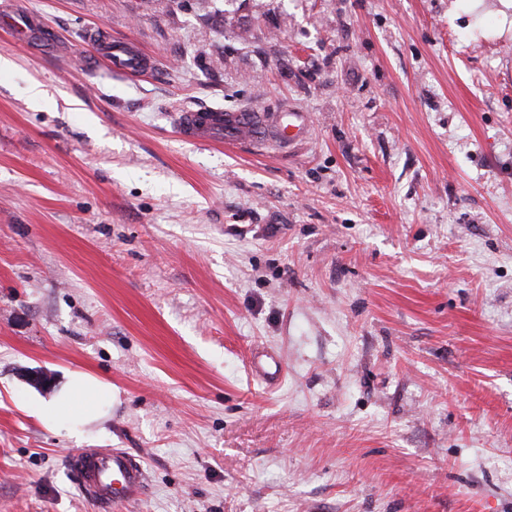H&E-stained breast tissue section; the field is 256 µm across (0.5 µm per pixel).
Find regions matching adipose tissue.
<instances>
[{"label":"adipose tissue","mask_w":512,"mask_h":512,"mask_svg":"<svg viewBox=\"0 0 512 512\" xmlns=\"http://www.w3.org/2000/svg\"><path fill=\"white\" fill-rule=\"evenodd\" d=\"M112 405V386L81 370L70 371L59 387L41 400L37 415L43 422L57 416L70 419L73 434H84L87 427L106 418Z\"/></svg>","instance_id":"ef3b65f1"}]
</instances>
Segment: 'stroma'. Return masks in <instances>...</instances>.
Instances as JSON below:
<instances>
[{"mask_svg":"<svg viewBox=\"0 0 512 512\" xmlns=\"http://www.w3.org/2000/svg\"><path fill=\"white\" fill-rule=\"evenodd\" d=\"M500 0H0V512H512V30ZM153 56L85 65L91 31ZM40 83L42 101L30 86ZM306 112L286 146L181 110ZM281 363L276 387L254 353ZM112 386L83 439L26 409ZM109 63L112 72L135 75L153 69V60L135 44L113 43L100 53ZM68 464L82 495L103 510L135 502L145 493V469L122 449H82L69 456Z\"/></svg>","mask_w":512,"mask_h":512,"instance_id":"35a3bbf8","label":"stroma"}]
</instances>
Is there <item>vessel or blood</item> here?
Masks as SVG:
<instances>
[{"label": "vessel or blood", "mask_w": 512, "mask_h": 512, "mask_svg": "<svg viewBox=\"0 0 512 512\" xmlns=\"http://www.w3.org/2000/svg\"><path fill=\"white\" fill-rule=\"evenodd\" d=\"M102 55L118 74H140L154 66L149 56L130 43L112 44L103 49ZM177 126L181 138L188 142L222 138L230 143L262 146L272 138L282 144L295 143L307 133L308 119L296 110L283 118L251 109H199L181 113ZM68 464L82 495L102 512H110L116 503L139 500L147 487L146 471L140 461L119 448L82 449L70 455Z\"/></svg>", "instance_id": "obj_1"}]
</instances>
